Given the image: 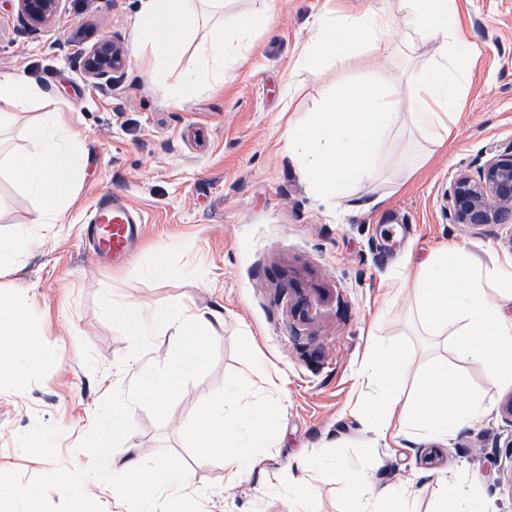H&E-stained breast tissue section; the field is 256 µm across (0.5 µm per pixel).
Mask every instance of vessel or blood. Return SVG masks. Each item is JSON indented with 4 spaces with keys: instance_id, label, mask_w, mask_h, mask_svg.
Returning a JSON list of instances; mask_svg holds the SVG:
<instances>
[{
    "instance_id": "b4317fda",
    "label": "vessel or blood",
    "mask_w": 512,
    "mask_h": 512,
    "mask_svg": "<svg viewBox=\"0 0 512 512\" xmlns=\"http://www.w3.org/2000/svg\"><path fill=\"white\" fill-rule=\"evenodd\" d=\"M143 219L122 198L99 194L87 220V239L104 259L121 263L128 259L136 243Z\"/></svg>"
}]
</instances>
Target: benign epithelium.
I'll return each instance as SVG.
<instances>
[{"label":"benign epithelium","instance_id":"benign-epithelium-1","mask_svg":"<svg viewBox=\"0 0 512 512\" xmlns=\"http://www.w3.org/2000/svg\"><path fill=\"white\" fill-rule=\"evenodd\" d=\"M19 32L45 28L58 17L62 0H15ZM124 63L121 46L101 39L83 54L86 79L110 88L112 71ZM448 217L455 224H504L512 220V150L493 152L476 173L459 171L448 192Z\"/></svg>","mask_w":512,"mask_h":512}]
</instances>
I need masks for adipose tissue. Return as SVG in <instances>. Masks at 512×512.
I'll use <instances>...</instances> for the list:
<instances>
[{
  "label": "adipose tissue",
  "mask_w": 512,
  "mask_h": 512,
  "mask_svg": "<svg viewBox=\"0 0 512 512\" xmlns=\"http://www.w3.org/2000/svg\"><path fill=\"white\" fill-rule=\"evenodd\" d=\"M397 11L381 7L357 15L338 16L323 10L299 55L311 68L323 59L372 44L380 55L392 52L389 34L402 26L405 42L420 40L431 48L421 65L404 70L394 81L377 71L366 80L337 88L321 107L315 126L288 127V145L300 149L302 171L313 195L340 199L363 208L365 183L383 167V137L405 123L432 146H444L451 129L444 117L456 102L466 78L468 44L454 24L458 0H397ZM141 19L132 49L137 63L153 66L175 61L186 50L194 52V71L167 89V100L184 105L191 97L195 76L204 73L220 80L225 59L240 55L254 31L270 20L268 12L239 18L234 29L224 24V0H142ZM41 97L38 86L23 71L0 73V128L15 113L30 108ZM66 122L62 112L44 113L32 127L31 150L10 155V174L41 202L35 221L58 224L73 200L71 175L84 158L78 148L58 140ZM413 294L420 320L434 333L454 329L460 360L481 365L491 380L512 383V317L503 314L500 297L512 296V270L471 265L463 248L450 247L421 264ZM0 379L23 388L35 362L46 350V333L33 326L7 288L0 289ZM408 368L404 350L378 341L373 359L363 373L375 377L380 394L366 406L365 427L380 439L398 433L408 439H447L483 411L461 381L455 366L434 360L424 371L422 398L403 399L394 381ZM241 392L225 391L209 413L189 429L195 448L219 449L228 481L240 479L258 457L277 446L274 420L254 421L230 414ZM321 472L336 479L352 506L351 512H412L409 492L397 487L375 491L366 477L342 461H320Z\"/></svg>",
  "instance_id": "adipose-tissue-1"
}]
</instances>
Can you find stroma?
Returning a JSON list of instances; mask_svg holds the SVG:
<instances>
[{"label": "stroma", "mask_w": 512, "mask_h": 512, "mask_svg": "<svg viewBox=\"0 0 512 512\" xmlns=\"http://www.w3.org/2000/svg\"><path fill=\"white\" fill-rule=\"evenodd\" d=\"M140 5L63 0L49 27L22 34L13 0H0V72L23 70L43 92L12 128L9 149L30 150L28 125L60 108L70 113L85 154L63 222L39 230L19 263L0 275V285L49 333L24 395L0 382V472L28 481L90 466L79 445L103 401L129 388L136 374L123 364L130 339L102 313L105 293L119 304H190L213 326L211 371L184 388L164 423L134 408L135 430L115 451L141 461L164 449L175 453L192 471L190 489L201 495L203 512H288L283 486L265 481L269 472L285 482L303 477L309 512H346L335 481L298 469L326 453L363 470L377 489L407 486L414 512H437L444 479L494 512H512V425L500 412L512 384L491 383L480 366L460 363L485 412L445 441L374 440L354 410L377 393L373 380L360 377L370 327L406 351L410 366L398 379L404 398L420 395L429 354L456 358L451 334L426 335L416 320L411 288L420 262L455 244L476 263L512 269V223L455 224L446 211L459 169L477 170L490 150L512 147V0H458L470 59L453 135L400 185L409 138L388 133L383 175L369 188L377 204L359 212L311 194L285 132L292 119L312 124L339 84L380 66L396 71L399 59L383 60L366 45L297 69L322 0H234L228 20L267 6L272 16L240 56L225 60L223 85L202 78L185 106L168 104L164 86L191 65L187 53L157 81L126 57L111 90L101 91L85 79L81 52L104 38L130 47ZM107 190L145 224L131 260L118 269L101 265L84 238L90 207ZM40 207L0 172V238L24 239ZM160 258L167 273L156 270ZM301 294L310 299L302 320L292 310ZM276 371L285 385L271 393L264 380ZM232 386L271 411L280 432L278 448L235 484L224 477L221 453L199 454L184 436L204 405ZM43 433L54 444L48 457L27 446Z\"/></svg>", "instance_id": "obj_1"}]
</instances>
